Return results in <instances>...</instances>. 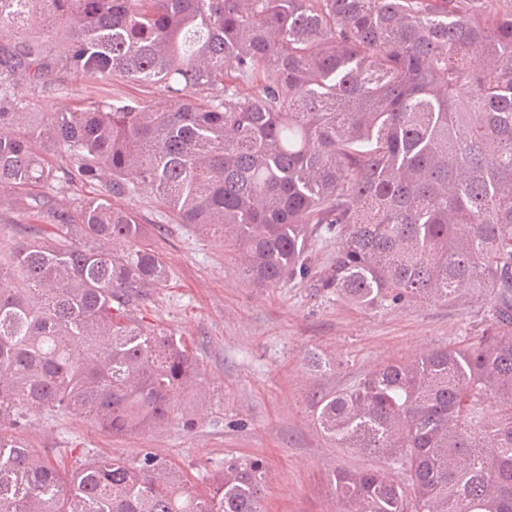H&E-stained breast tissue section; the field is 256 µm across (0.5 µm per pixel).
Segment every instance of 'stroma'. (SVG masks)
Here are the masks:
<instances>
[{"label":"stroma","mask_w":512,"mask_h":512,"mask_svg":"<svg viewBox=\"0 0 512 512\" xmlns=\"http://www.w3.org/2000/svg\"><path fill=\"white\" fill-rule=\"evenodd\" d=\"M47 87L15 93L27 111L136 99L165 100L163 84L141 87L122 78L99 83L81 73L51 72ZM137 217L145 241L169 272L166 286L140 304L148 322L192 345L208 393L177 395L169 423L147 434L114 436L70 414L33 411L22 436L66 466L82 449L131 458L144 448L175 463L196 488L206 468L231 457H257L266 469L265 512H335L333 471L381 467L382 459L335 447L314 422L315 397L353 385L374 368L441 350L475 336L495 304L486 297L461 309L417 302L369 311L315 287L336 253V240L316 243L310 281L249 287L222 239L177 223L149 188L113 197Z\"/></svg>","instance_id":"stroma-1"}]
</instances>
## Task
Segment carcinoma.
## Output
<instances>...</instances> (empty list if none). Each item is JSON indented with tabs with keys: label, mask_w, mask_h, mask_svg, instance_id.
I'll list each match as a JSON object with an SVG mask.
<instances>
[{
	"label": "carcinoma",
	"mask_w": 512,
	"mask_h": 512,
	"mask_svg": "<svg viewBox=\"0 0 512 512\" xmlns=\"http://www.w3.org/2000/svg\"><path fill=\"white\" fill-rule=\"evenodd\" d=\"M32 24L42 35L0 56V190L39 218L0 245V512H262L260 458L213 466L198 492L148 448L83 451L65 477L18 436L33 408L151 432L194 387L190 344L136 313L168 277L142 225L112 207L140 186L178 223L220 233L253 287L305 278L315 240L334 235L318 287L356 306L493 295L467 345L322 394L315 421L385 461L333 474L339 512H512V11L0 0L1 30ZM51 68L162 83L169 98L22 111L19 81ZM54 181L104 192L68 204L32 192Z\"/></svg>",
	"instance_id": "cac0c4a2"
}]
</instances>
